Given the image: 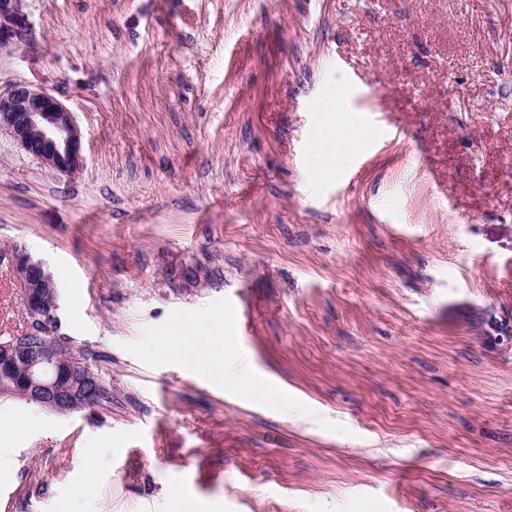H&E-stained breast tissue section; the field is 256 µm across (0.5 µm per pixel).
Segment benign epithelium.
<instances>
[{
  "label": "benign epithelium",
  "mask_w": 512,
  "mask_h": 512,
  "mask_svg": "<svg viewBox=\"0 0 512 512\" xmlns=\"http://www.w3.org/2000/svg\"><path fill=\"white\" fill-rule=\"evenodd\" d=\"M22 0H0V45L9 44V24ZM6 133L27 155L68 176L83 171L81 132L62 102L27 82L0 92V133ZM22 288L30 320V342L0 344V393L16 394L50 411L67 414L98 402V381L64 341L52 336L60 288L45 264L15 245L0 254Z\"/></svg>",
  "instance_id": "benign-epithelium-1"
}]
</instances>
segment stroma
I'll return each instance as SVG.
<instances>
[{"label": "stroma", "instance_id": "1", "mask_svg": "<svg viewBox=\"0 0 512 512\" xmlns=\"http://www.w3.org/2000/svg\"><path fill=\"white\" fill-rule=\"evenodd\" d=\"M18 81L84 170L0 135V252L107 394L0 396L41 420L0 512H512V0H22ZM339 86L365 123L310 167ZM204 316L253 391L155 353ZM28 329L0 265V339Z\"/></svg>", "mask_w": 512, "mask_h": 512}]
</instances>
